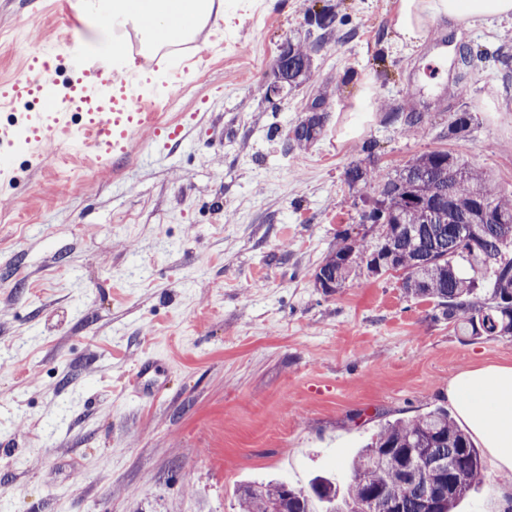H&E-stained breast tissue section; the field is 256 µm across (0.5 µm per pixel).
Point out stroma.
I'll return each instance as SVG.
<instances>
[{
    "mask_svg": "<svg viewBox=\"0 0 512 512\" xmlns=\"http://www.w3.org/2000/svg\"><path fill=\"white\" fill-rule=\"evenodd\" d=\"M396 0H226L183 52L124 74L158 99L142 148L88 152L77 135L13 139L0 178V512H240L237 489L318 474L344 486L378 427L444 405L448 382L512 365V337L472 339L363 275L325 295L312 274L341 233L360 237L372 186L354 162L395 174L449 150L512 192V26L476 21L452 49L489 52L432 72L428 43L395 38ZM340 23L312 78L267 100L281 45L306 13ZM108 20L57 0H0V93L53 53L59 92L78 82L68 45L112 37ZM373 109L354 111L364 82ZM469 131L454 136L456 112ZM319 113L314 138L293 129ZM419 116L418 124L408 119ZM187 141L169 140L174 128ZM152 398L132 394L144 357ZM456 512H503L502 472Z\"/></svg>",
    "mask_w": 512,
    "mask_h": 512,
    "instance_id": "1",
    "label": "stroma"
}]
</instances>
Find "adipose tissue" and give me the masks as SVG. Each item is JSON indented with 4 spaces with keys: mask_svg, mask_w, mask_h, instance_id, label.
Segmentation results:
<instances>
[{
    "mask_svg": "<svg viewBox=\"0 0 512 512\" xmlns=\"http://www.w3.org/2000/svg\"><path fill=\"white\" fill-rule=\"evenodd\" d=\"M215 0H107L106 18L137 15L151 27L146 45L196 34L212 16L221 15ZM512 20V0H397L393 29L401 40L420 44L432 20L470 26L482 18ZM446 399L497 470H512V366L490 365L458 374L448 384Z\"/></svg>",
    "mask_w": 512,
    "mask_h": 512,
    "instance_id": "obj_1",
    "label": "adipose tissue"
}]
</instances>
